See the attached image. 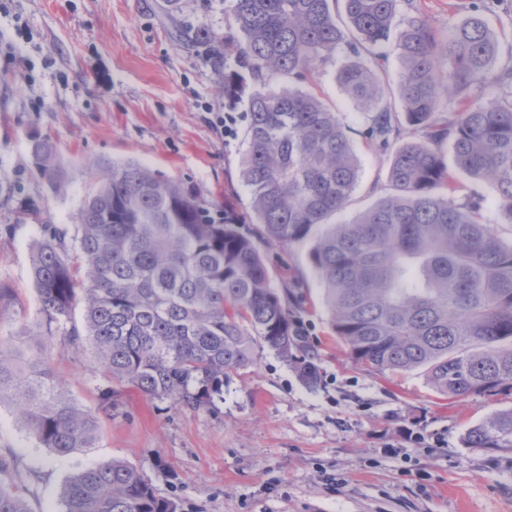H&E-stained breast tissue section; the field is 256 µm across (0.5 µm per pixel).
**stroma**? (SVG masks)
Instances as JSON below:
<instances>
[{
    "instance_id": "35a3bbf8",
    "label": "stroma",
    "mask_w": 512,
    "mask_h": 512,
    "mask_svg": "<svg viewBox=\"0 0 512 512\" xmlns=\"http://www.w3.org/2000/svg\"><path fill=\"white\" fill-rule=\"evenodd\" d=\"M230 0H0V346L37 327L31 252L44 226L73 229L98 173L135 162L189 187L215 222L232 201L240 231L264 256L322 368L304 387L271 350L231 376L224 399L192 409L114 389L90 345L52 337L54 378L95 417L90 448L57 460L0 405V460L31 512H60L72 468L121 459L137 466L179 512H512V451L466 447L480 419L512 409V391L455 399L421 372L391 374L355 362L335 335L308 244L268 240L241 175L243 134L224 140L209 115L224 109V79L177 46L174 24L225 35ZM333 58L309 90L334 109L360 159L358 186L337 221L389 192L392 150L363 138L365 119L335 80ZM48 141L62 171L50 183L32 157ZM480 214L512 240V220L486 183L465 179ZM114 396H106V389Z\"/></svg>"
}]
</instances>
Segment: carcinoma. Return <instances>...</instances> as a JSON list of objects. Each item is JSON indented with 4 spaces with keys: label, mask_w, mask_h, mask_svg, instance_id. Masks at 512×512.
I'll return each mask as SVG.
<instances>
[{
    "label": "carcinoma",
    "mask_w": 512,
    "mask_h": 512,
    "mask_svg": "<svg viewBox=\"0 0 512 512\" xmlns=\"http://www.w3.org/2000/svg\"><path fill=\"white\" fill-rule=\"evenodd\" d=\"M472 14L432 26L421 0H233L241 38L174 26L179 45L224 73V99L246 105L242 177L264 235L311 242L333 329L353 360L378 371H422L448 397L512 389V242L479 219L459 177L483 180L512 220V64ZM395 39L398 100L417 140L396 148L393 193L342 224L360 161L336 113L299 87L336 49V81L365 115L363 135L387 150L401 137L381 62ZM281 79L274 85L273 78ZM42 174L53 149L33 145ZM37 315L49 334L91 344L112 381L193 409L224 400V380L275 351L308 387L318 356L293 294L271 285L237 220L216 224L181 183L133 162L112 163L77 214L32 249ZM83 301V323L72 322ZM52 348L21 329L0 348V403L56 459L96 439L94 416L57 383ZM467 447L512 451V409L471 426ZM61 512H178L138 467L115 459L75 467ZM0 512H30L21 485L0 479Z\"/></svg>",
    "instance_id": "carcinoma-1"
}]
</instances>
